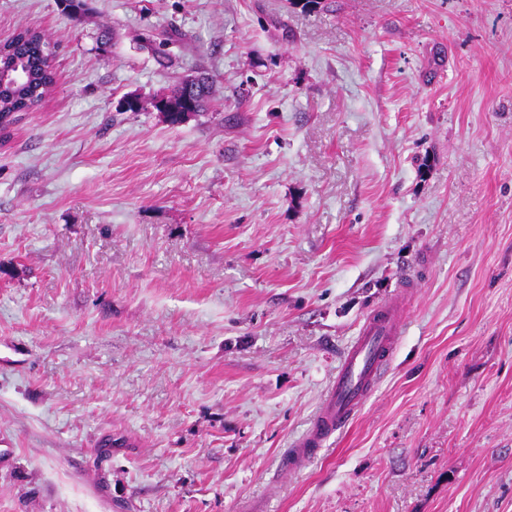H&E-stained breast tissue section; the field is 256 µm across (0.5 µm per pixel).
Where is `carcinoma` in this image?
Instances as JSON below:
<instances>
[{"mask_svg":"<svg viewBox=\"0 0 512 512\" xmlns=\"http://www.w3.org/2000/svg\"><path fill=\"white\" fill-rule=\"evenodd\" d=\"M3 53V65L13 64L24 71L36 73L33 81L20 89L6 88L0 91V97L10 103V107L0 112V128L8 129L17 121V113L29 105L38 106L44 98V88L55 82L53 67L54 51L40 31L23 28L10 39L0 44ZM185 94V83H180L169 93L158 96L161 103L174 107L169 112L167 121L172 125L183 123L179 100Z\"/></svg>","mask_w":512,"mask_h":512,"instance_id":"1","label":"carcinoma"}]
</instances>
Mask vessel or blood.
Listing matches in <instances>:
<instances>
[{
	"label": "vessel or blood",
	"instance_id": "1",
	"mask_svg": "<svg viewBox=\"0 0 512 512\" xmlns=\"http://www.w3.org/2000/svg\"><path fill=\"white\" fill-rule=\"evenodd\" d=\"M403 323L404 313L394 300L383 303L365 318L358 335L344 351L310 427L283 456L284 469L294 472L304 467L354 420L387 371Z\"/></svg>",
	"mask_w": 512,
	"mask_h": 512
}]
</instances>
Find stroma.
I'll return each mask as SVG.
<instances>
[{
  "label": "stroma",
  "instance_id": "stroma-1",
  "mask_svg": "<svg viewBox=\"0 0 512 512\" xmlns=\"http://www.w3.org/2000/svg\"><path fill=\"white\" fill-rule=\"evenodd\" d=\"M90 3L0 0L56 71L0 133V512H512V0ZM185 90H186L185 81H183L179 85H177L175 88H173L169 93L158 95L153 98L154 99L153 101L160 99L161 103L166 104L168 106V108H169V106L171 108V106L174 105V107H172V108L175 109V111H169L168 112L169 115L167 118V121L171 125H178V124H181L184 122V120L182 118L183 112H179V110L181 108H186V107L183 104H180L179 100L184 96ZM404 323L394 299L373 310L346 348L326 397L308 430L288 448L281 465L296 472L356 417L388 369Z\"/></svg>",
  "mask_w": 512,
  "mask_h": 512
}]
</instances>
